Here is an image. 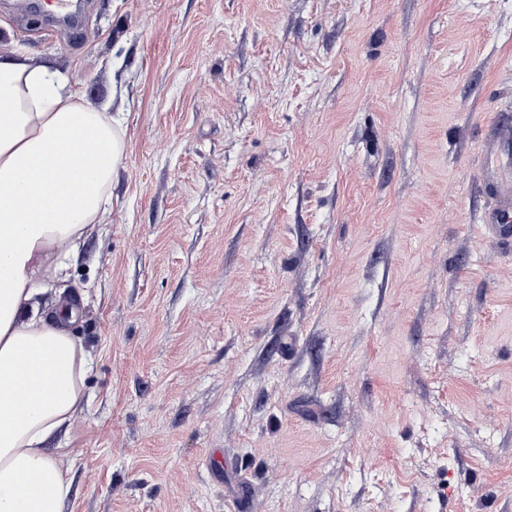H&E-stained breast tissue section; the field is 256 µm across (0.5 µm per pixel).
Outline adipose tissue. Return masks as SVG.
<instances>
[{
    "instance_id": "obj_1",
    "label": "adipose tissue",
    "mask_w": 512,
    "mask_h": 512,
    "mask_svg": "<svg viewBox=\"0 0 512 512\" xmlns=\"http://www.w3.org/2000/svg\"><path fill=\"white\" fill-rule=\"evenodd\" d=\"M121 126L85 105L67 75L0 55V512H63L71 483L45 443L89 402L93 360L75 311L42 312L88 225L110 223Z\"/></svg>"
}]
</instances>
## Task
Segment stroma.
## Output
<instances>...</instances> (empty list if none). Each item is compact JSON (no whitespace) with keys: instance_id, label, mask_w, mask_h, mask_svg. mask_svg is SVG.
<instances>
[{"instance_id":"35a3bbf8","label":"stroma","mask_w":512,"mask_h":512,"mask_svg":"<svg viewBox=\"0 0 512 512\" xmlns=\"http://www.w3.org/2000/svg\"><path fill=\"white\" fill-rule=\"evenodd\" d=\"M88 3L0 0L126 143L64 512H512V0ZM484 224L485 231L492 237L505 236L512 232V202L501 204L498 209L490 213Z\"/></svg>"}]
</instances>
